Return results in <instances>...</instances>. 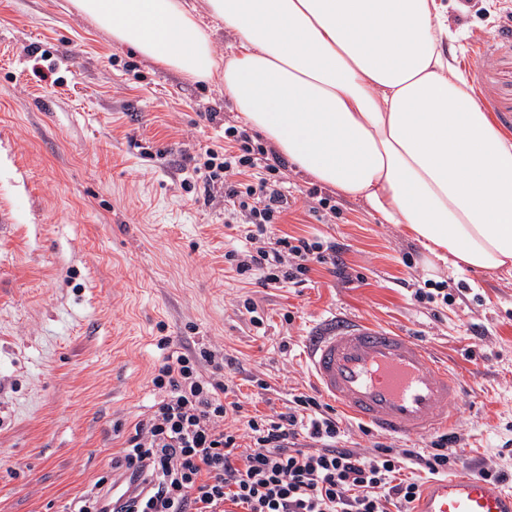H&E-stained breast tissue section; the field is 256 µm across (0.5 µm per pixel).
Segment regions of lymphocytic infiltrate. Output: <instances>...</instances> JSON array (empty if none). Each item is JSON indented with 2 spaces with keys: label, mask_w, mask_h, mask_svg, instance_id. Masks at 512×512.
I'll return each mask as SVG.
<instances>
[{
  "label": "lymphocytic infiltrate",
  "mask_w": 512,
  "mask_h": 512,
  "mask_svg": "<svg viewBox=\"0 0 512 512\" xmlns=\"http://www.w3.org/2000/svg\"><path fill=\"white\" fill-rule=\"evenodd\" d=\"M284 167L247 131L230 126L223 145L206 148L194 169L205 190H223L225 224L240 228L251 245L225 252V262L264 288L302 283L310 264L336 262L334 246L271 231L288 210L278 181ZM170 344L167 336L158 341L167 351L151 378L158 401L112 459L113 470L139 480L125 512H409L420 489L401 471L416 465L436 475L448 466L445 435L429 453L339 447L335 409L305 394L273 414L243 417L224 380L237 360L204 344ZM242 437L250 441L244 451Z\"/></svg>",
  "instance_id": "f902f5d3"
}]
</instances>
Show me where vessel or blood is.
Wrapping results in <instances>:
<instances>
[{"label":"vessel or blood","mask_w":512,"mask_h":512,"mask_svg":"<svg viewBox=\"0 0 512 512\" xmlns=\"http://www.w3.org/2000/svg\"><path fill=\"white\" fill-rule=\"evenodd\" d=\"M321 395L371 431L416 441L448 429L466 396L428 346L389 326L337 316L305 339ZM413 512H512V490L468 471L431 482Z\"/></svg>","instance_id":"vessel-or-blood-1"}]
</instances>
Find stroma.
I'll use <instances>...</instances> for the list:
<instances>
[{
  "mask_svg": "<svg viewBox=\"0 0 512 512\" xmlns=\"http://www.w3.org/2000/svg\"><path fill=\"white\" fill-rule=\"evenodd\" d=\"M442 3L458 66L481 68L475 94L512 136V0ZM240 124L223 84L113 43L70 0H0V512H68L106 475L157 399L159 335L237 357L246 409L268 414L317 395L304 341L335 315L447 362L467 384L449 471L498 470L512 489V276L431 271L401 227L289 166L276 229L335 246L338 264L301 285L247 283L224 262L246 242L192 161ZM427 282L450 300L418 299ZM246 295L262 327L237 311Z\"/></svg>",
  "mask_w": 512,
  "mask_h": 512,
  "instance_id": "obj_1",
  "label": "stroma"
}]
</instances>
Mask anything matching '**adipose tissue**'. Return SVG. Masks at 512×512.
<instances>
[{"instance_id": "obj_1", "label": "adipose tissue", "mask_w": 512, "mask_h": 512, "mask_svg": "<svg viewBox=\"0 0 512 512\" xmlns=\"http://www.w3.org/2000/svg\"><path fill=\"white\" fill-rule=\"evenodd\" d=\"M154 63L218 79L243 124L381 223L432 269L512 275V138L442 49L438 0H73Z\"/></svg>"}]
</instances>
